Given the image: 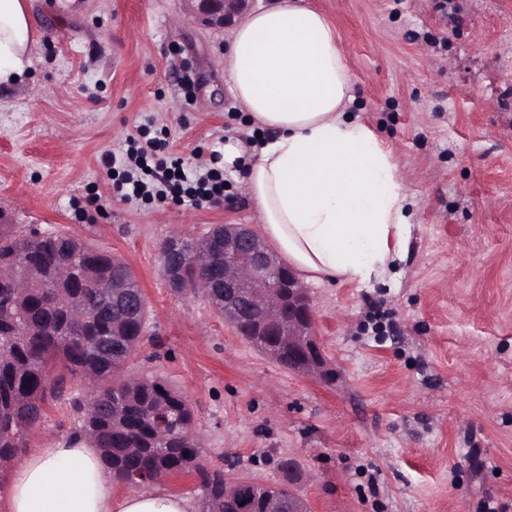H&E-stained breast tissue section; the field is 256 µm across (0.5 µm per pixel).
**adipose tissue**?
Instances as JSON below:
<instances>
[{"label": "adipose tissue", "instance_id": "1", "mask_svg": "<svg viewBox=\"0 0 512 512\" xmlns=\"http://www.w3.org/2000/svg\"><path fill=\"white\" fill-rule=\"evenodd\" d=\"M34 0H0V86L33 65ZM224 76L253 126L271 135L228 139L225 167L244 170L263 235L314 283H368L403 260L412 214L397 165L360 118L353 83L325 16L299 0L247 14L234 30ZM7 512H191L161 490L112 499L99 449L69 441L35 449L18 468Z\"/></svg>", "mask_w": 512, "mask_h": 512}]
</instances>
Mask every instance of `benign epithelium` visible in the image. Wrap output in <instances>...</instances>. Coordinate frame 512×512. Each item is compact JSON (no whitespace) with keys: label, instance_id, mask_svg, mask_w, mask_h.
<instances>
[{"label":"benign epithelium","instance_id":"benign-epithelium-1","mask_svg":"<svg viewBox=\"0 0 512 512\" xmlns=\"http://www.w3.org/2000/svg\"><path fill=\"white\" fill-rule=\"evenodd\" d=\"M190 14L203 25L222 28L239 21L256 0H189ZM224 241V255H212L209 239ZM182 236L166 240L161 271L170 288L187 287L180 270L190 258L203 257L213 274L224 271V322L234 326L255 312L254 336L288 337V349L302 348L296 361L299 372L327 376L329 364L313 331L311 299L295 270L274 253L250 224H224L196 239L192 256L180 247Z\"/></svg>","mask_w":512,"mask_h":512}]
</instances>
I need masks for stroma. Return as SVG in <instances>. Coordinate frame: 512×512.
Returning <instances> with one entry per match:
<instances>
[{"mask_svg":"<svg viewBox=\"0 0 512 512\" xmlns=\"http://www.w3.org/2000/svg\"><path fill=\"white\" fill-rule=\"evenodd\" d=\"M302 2L334 28L349 109L415 202L394 280L307 287L335 381L280 366L160 272L172 230L257 224L239 173L201 208L113 192L128 136L189 166L246 127L224 80L230 31L182 0L38 13L31 77L0 89V210L132 266L152 309L132 367L189 397L228 477L270 482L288 456L311 475L310 512H512V0Z\"/></svg>","mask_w":512,"mask_h":512,"instance_id":"obj_1","label":"stroma"}]
</instances>
